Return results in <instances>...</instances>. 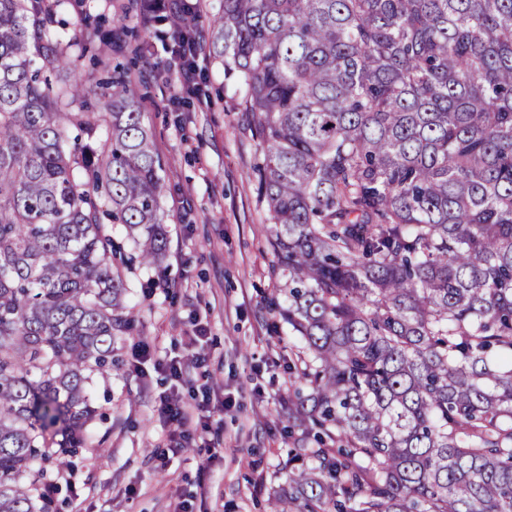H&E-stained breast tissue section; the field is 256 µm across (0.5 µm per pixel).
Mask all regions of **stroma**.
I'll use <instances>...</instances> for the list:
<instances>
[{"instance_id":"stroma-1","label":"stroma","mask_w":512,"mask_h":512,"mask_svg":"<svg viewBox=\"0 0 512 512\" xmlns=\"http://www.w3.org/2000/svg\"><path fill=\"white\" fill-rule=\"evenodd\" d=\"M195 2L198 85L209 107L176 111L180 79L166 67L173 44L155 40L129 0H87L102 30L127 36L93 41L66 70L100 111V59L129 69L163 163L167 247L160 267L137 264L128 275L135 330L115 342L116 366L93 383L100 414L89 431L103 445L79 449L60 472L58 512H173L181 502L194 512H267L293 445L288 362L299 344L280 314L285 281L272 271L271 226L257 203L252 167L263 144L237 109L236 77L209 51L217 0ZM198 326L208 360L175 382L164 367L187 359ZM165 391L192 405L233 404L173 450V427L157 411Z\"/></svg>"}]
</instances>
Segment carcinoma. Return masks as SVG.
I'll list each match as a JSON object with an SVG mask.
<instances>
[{
  "label": "carcinoma",
  "mask_w": 512,
  "mask_h": 512,
  "mask_svg": "<svg viewBox=\"0 0 512 512\" xmlns=\"http://www.w3.org/2000/svg\"><path fill=\"white\" fill-rule=\"evenodd\" d=\"M303 343L269 512H512V0H220ZM83 0H0V512L90 444L88 386L160 265L162 164ZM108 224L138 250L128 256Z\"/></svg>",
  "instance_id": "carcinoma-1"
}]
</instances>
